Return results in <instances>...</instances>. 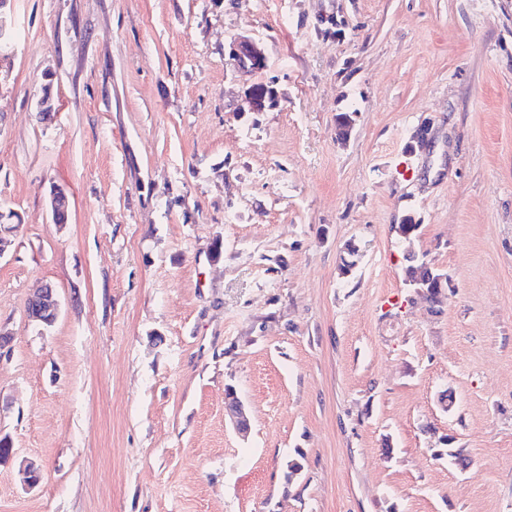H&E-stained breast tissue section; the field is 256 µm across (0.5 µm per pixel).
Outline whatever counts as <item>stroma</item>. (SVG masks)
I'll return each instance as SVG.
<instances>
[{
  "instance_id": "obj_1",
  "label": "stroma",
  "mask_w": 512,
  "mask_h": 512,
  "mask_svg": "<svg viewBox=\"0 0 512 512\" xmlns=\"http://www.w3.org/2000/svg\"><path fill=\"white\" fill-rule=\"evenodd\" d=\"M10 7L0 512H512V0ZM240 35L264 70L232 73ZM61 301L57 289L50 284L43 285L26 304V318L29 322L50 327L57 320Z\"/></svg>"
}]
</instances>
